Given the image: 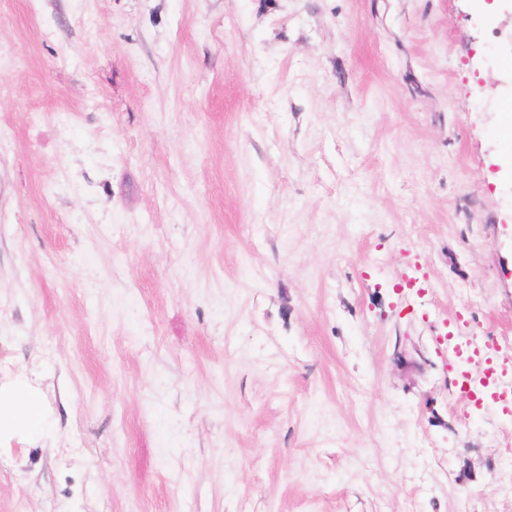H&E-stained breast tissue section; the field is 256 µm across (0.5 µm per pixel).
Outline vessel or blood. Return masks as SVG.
Segmentation results:
<instances>
[{
    "label": "vessel or blood",
    "instance_id": "obj_1",
    "mask_svg": "<svg viewBox=\"0 0 512 512\" xmlns=\"http://www.w3.org/2000/svg\"><path fill=\"white\" fill-rule=\"evenodd\" d=\"M448 349L455 358L481 365L480 376H472L468 371L457 374L455 385L460 393L473 403L492 399L503 407L512 406V392L499 386V374L492 360L485 356L481 345L472 341H459L457 336H449Z\"/></svg>",
    "mask_w": 512,
    "mask_h": 512
}]
</instances>
